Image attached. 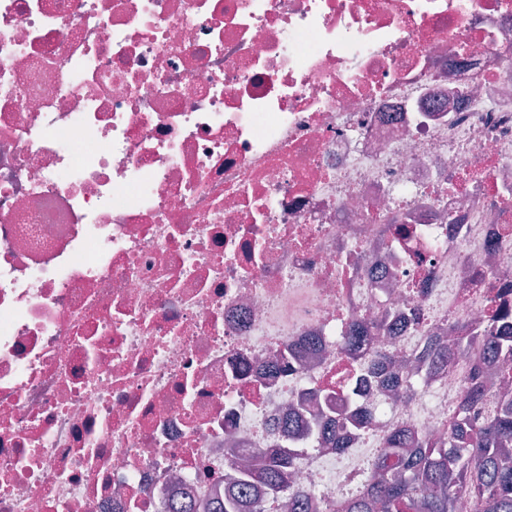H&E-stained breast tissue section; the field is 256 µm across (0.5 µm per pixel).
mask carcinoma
I'll return each instance as SVG.
<instances>
[{"label": "carcinoma", "instance_id": "cac0c4a2", "mask_svg": "<svg viewBox=\"0 0 512 512\" xmlns=\"http://www.w3.org/2000/svg\"><path fill=\"white\" fill-rule=\"evenodd\" d=\"M498 316H489L484 330L469 334L462 347L483 344L506 357L512 354V335L501 336ZM366 329L349 323L340 346L348 350L365 342ZM454 346L431 343L421 356V362L435 367L447 359ZM377 367L356 376L364 384L374 378L385 390H401L399 376L391 370L392 356L379 351ZM484 396L479 374L466 381L463 395L452 411L448 435L432 441L423 435H404L391 438L381 452L368 464L372 482L365 492L348 496L346 512H454L457 500L470 499L473 512H512V399L497 404L491 413L479 412ZM370 426V416L334 419L327 426L311 430L309 445L329 436L340 439L347 430L358 431ZM303 449H275L266 464L257 469L240 468L224 489V501L216 503L209 512H264L250 501L249 490L264 488L271 500L288 498L291 512H317L319 501L311 495L292 493L293 460Z\"/></svg>", "mask_w": 512, "mask_h": 512}]
</instances>
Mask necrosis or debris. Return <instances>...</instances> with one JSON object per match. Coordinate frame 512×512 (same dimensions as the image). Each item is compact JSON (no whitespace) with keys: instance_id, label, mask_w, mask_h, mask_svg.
Returning a JSON list of instances; mask_svg holds the SVG:
<instances>
[{"instance_id":"1","label":"necrosis or debris","mask_w":512,"mask_h":512,"mask_svg":"<svg viewBox=\"0 0 512 512\" xmlns=\"http://www.w3.org/2000/svg\"><path fill=\"white\" fill-rule=\"evenodd\" d=\"M506 224L512 0H0V512H208L275 442L341 512L448 427L424 337L512 330ZM353 320L412 396L346 391ZM328 424L327 426H317L311 430L310 446L326 436H330L334 440L336 439V443H338L340 438L347 433L348 428L363 431L366 427L370 426V416L366 411H363L359 417H355L352 420H348L347 418L334 419Z\"/></svg>"}]
</instances>
